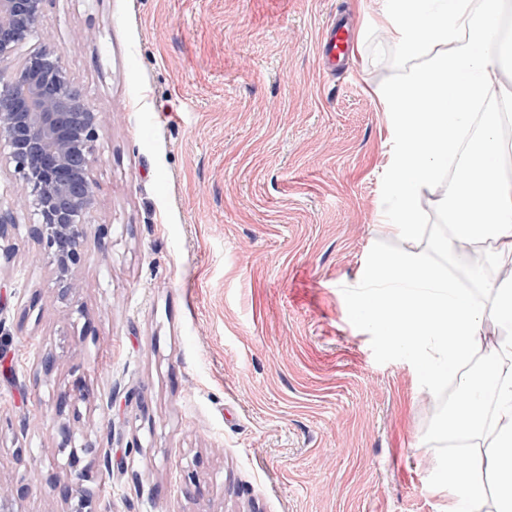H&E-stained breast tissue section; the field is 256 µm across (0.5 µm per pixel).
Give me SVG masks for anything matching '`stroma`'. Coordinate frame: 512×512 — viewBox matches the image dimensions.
<instances>
[{
    "label": "stroma",
    "mask_w": 512,
    "mask_h": 512,
    "mask_svg": "<svg viewBox=\"0 0 512 512\" xmlns=\"http://www.w3.org/2000/svg\"><path fill=\"white\" fill-rule=\"evenodd\" d=\"M340 10L360 27L331 75L319 41ZM379 10L46 0L39 40L103 124L74 307L48 300L32 216L0 240V497L28 485L20 512L66 508L55 402L79 380L92 512H448L438 421L457 395L347 310L397 245L377 224L390 131L375 90L411 62L375 39ZM443 191L423 192L408 246L464 277L472 260L437 246Z\"/></svg>",
    "instance_id": "stroma-1"
}]
</instances>
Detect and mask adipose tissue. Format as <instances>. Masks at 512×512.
Masks as SVG:
<instances>
[{
	"mask_svg": "<svg viewBox=\"0 0 512 512\" xmlns=\"http://www.w3.org/2000/svg\"><path fill=\"white\" fill-rule=\"evenodd\" d=\"M511 12L512 0H383L378 31L415 62L376 92L391 132L381 217L392 237L415 234L422 192L442 182L451 246L488 245L491 264L512 258V186L499 176V122L484 120L476 140L465 137L475 104L498 82ZM482 281V269L463 280L419 254L392 250L363 268L351 304L362 325L417 356L430 389L457 383L449 431L464 448L438 462L450 512H473L491 491L495 512H512V279L491 289L506 334L483 373L470 375L487 315Z\"/></svg>",
	"mask_w": 512,
	"mask_h": 512,
	"instance_id": "1",
	"label": "adipose tissue"
}]
</instances>
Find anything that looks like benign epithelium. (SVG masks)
Segmentation results:
<instances>
[{
	"mask_svg": "<svg viewBox=\"0 0 512 512\" xmlns=\"http://www.w3.org/2000/svg\"><path fill=\"white\" fill-rule=\"evenodd\" d=\"M47 23L45 0H0V161L14 164L17 186L13 208L0 210V239L20 227L15 213L29 212L37 222L28 236L45 252L56 288L52 298L73 299L75 270L91 229L95 204L91 170L100 161L98 131L103 122L72 81L62 56L34 42ZM86 399L76 384L61 395L58 414L70 407L72 419L56 429V455L76 461L79 402ZM66 512H86L90 494L77 483L63 489Z\"/></svg>",
	"mask_w": 512,
	"mask_h": 512,
	"instance_id": "benign-epithelium-1",
	"label": "benign epithelium"
}]
</instances>
